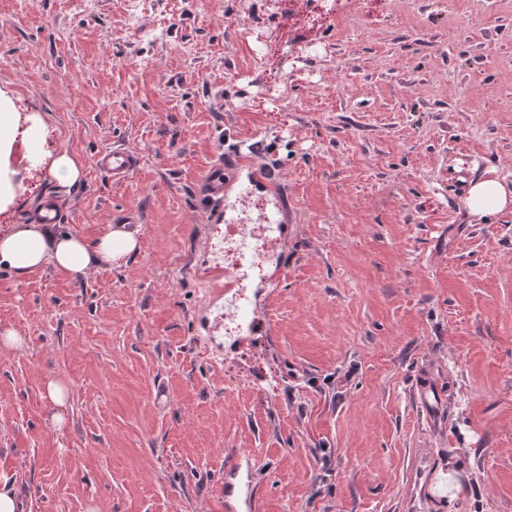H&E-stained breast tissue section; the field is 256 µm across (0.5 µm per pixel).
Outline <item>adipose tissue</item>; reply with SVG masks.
<instances>
[{"instance_id": "obj_1", "label": "adipose tissue", "mask_w": 512, "mask_h": 512, "mask_svg": "<svg viewBox=\"0 0 512 512\" xmlns=\"http://www.w3.org/2000/svg\"><path fill=\"white\" fill-rule=\"evenodd\" d=\"M47 134L42 116H20L13 98L0 91V212L16 206L20 185L17 166H48L55 182L65 188L78 183L81 170L75 159L62 152L47 157L43 150ZM464 206L469 216L480 219L512 208V189L496 176L473 180ZM136 236L123 228L103 225L94 240L55 231L50 224H6L0 226V267L24 275L50 265L72 277L86 275L98 267L125 262L136 250Z\"/></svg>"}]
</instances>
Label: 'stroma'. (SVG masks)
Returning a JSON list of instances; mask_svg holds the SVG:
<instances>
[{"label":"stroma","instance_id":"35a3bbf8","mask_svg":"<svg viewBox=\"0 0 512 512\" xmlns=\"http://www.w3.org/2000/svg\"><path fill=\"white\" fill-rule=\"evenodd\" d=\"M0 90L82 170L67 192L21 170L0 225L59 197L60 230L132 215L138 240L83 280L0 268L18 512H224L244 451L262 512H405L422 452L461 493L419 512H512V209L475 220L453 190L512 182V0H0ZM115 144L140 157L122 182L96 167ZM240 146L280 177L288 234L224 338L199 177ZM45 394L57 409L53 416V422L54 425L59 427L66 420L64 411L68 408L69 386L67 382L61 378H52L46 383ZM417 399L432 415H442L448 405L447 393L442 387L424 378L417 386Z\"/></svg>","mask_w":512,"mask_h":512}]
</instances>
